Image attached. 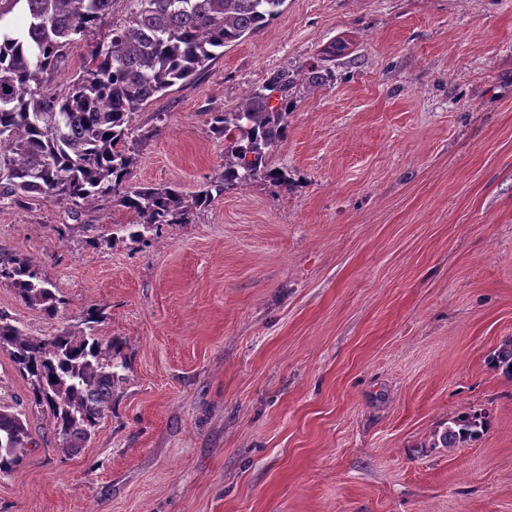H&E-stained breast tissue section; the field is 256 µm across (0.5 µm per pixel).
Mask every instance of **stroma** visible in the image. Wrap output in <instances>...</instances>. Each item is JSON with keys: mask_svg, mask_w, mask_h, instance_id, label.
<instances>
[{"mask_svg": "<svg viewBox=\"0 0 512 512\" xmlns=\"http://www.w3.org/2000/svg\"><path fill=\"white\" fill-rule=\"evenodd\" d=\"M272 154L294 182L224 192L190 223L110 242L105 203L66 236L51 202L0 208V252L34 260L55 319L0 283L36 336L99 308L125 379L95 436L58 447L0 349V396L35 441L0 512H512V0H285L261 31L135 116L132 182L192 193L224 166L212 112L335 41ZM485 412L483 438L436 441ZM489 367L512 378V339L505 340L488 360Z\"/></svg>", "mask_w": 512, "mask_h": 512, "instance_id": "obj_1", "label": "stroma"}]
</instances>
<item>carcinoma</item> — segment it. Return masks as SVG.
<instances>
[{
  "instance_id": "obj_1",
  "label": "carcinoma",
  "mask_w": 512,
  "mask_h": 512,
  "mask_svg": "<svg viewBox=\"0 0 512 512\" xmlns=\"http://www.w3.org/2000/svg\"><path fill=\"white\" fill-rule=\"evenodd\" d=\"M114 0H0V206H65L73 218L112 200L133 215L112 225V239L139 241L165 224H188L214 196L263 181L289 191L288 170L272 152L288 137L299 77L319 86L333 76L320 60L282 68L249 92L236 109L210 113L212 132L230 140L224 170L192 195L176 185L134 186L133 116L154 96L203 73L217 51L253 34L281 14L285 0H125L126 17L95 44L76 77L61 87L54 75L71 47L96 34ZM0 280L52 320L64 304L37 264L0 256ZM101 313L84 328L34 336L0 313V349L8 348L32 387L35 404L52 413L59 447L86 446L122 382L112 339L97 336ZM512 378V339L488 360ZM488 425L481 413L452 419L444 448L477 441ZM32 438L21 413L0 401V475L23 463Z\"/></svg>"
}]
</instances>
